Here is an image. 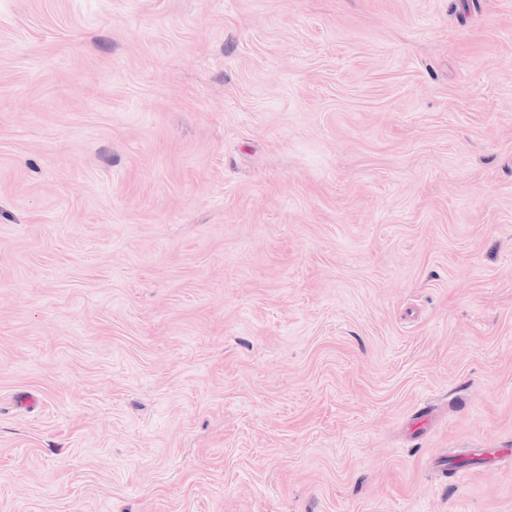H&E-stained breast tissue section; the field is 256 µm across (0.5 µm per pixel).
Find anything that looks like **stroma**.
<instances>
[{
	"label": "stroma",
	"mask_w": 512,
	"mask_h": 512,
	"mask_svg": "<svg viewBox=\"0 0 512 512\" xmlns=\"http://www.w3.org/2000/svg\"><path fill=\"white\" fill-rule=\"evenodd\" d=\"M475 448L512 0H0V512H512Z\"/></svg>",
	"instance_id": "35a3bbf8"
}]
</instances>
